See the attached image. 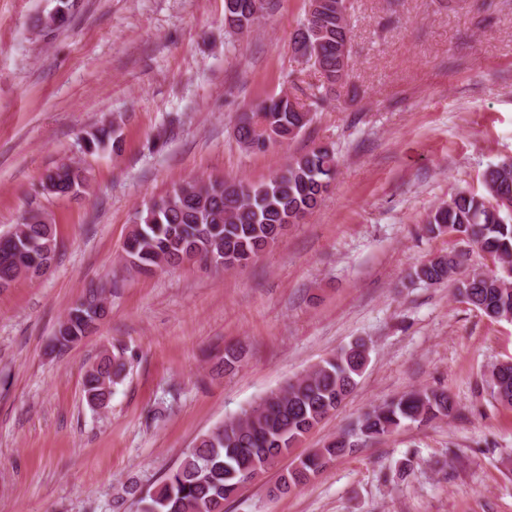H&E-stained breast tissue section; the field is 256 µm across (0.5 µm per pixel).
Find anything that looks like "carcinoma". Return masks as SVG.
Wrapping results in <instances>:
<instances>
[{
	"label": "carcinoma",
	"mask_w": 512,
	"mask_h": 512,
	"mask_svg": "<svg viewBox=\"0 0 512 512\" xmlns=\"http://www.w3.org/2000/svg\"><path fill=\"white\" fill-rule=\"evenodd\" d=\"M225 15L251 27L255 14L268 9L267 0H224ZM310 9L296 30L302 45L311 49L322 76L317 102L336 95L348 74L350 29L346 0H310ZM310 110L288 95L265 99L245 113L237 125L243 145L260 146L268 132L297 134L310 123ZM336 172L332 149L318 146L296 156L288 166L259 184L236 179L184 180L164 197L137 211L134 227L124 245L127 267L151 273L166 261L178 264L193 251L205 261L211 253L224 255V269L247 265L281 238L285 224H297L321 203ZM46 179L55 183V195L79 191L86 183L84 171L62 164ZM483 192L458 190L427 215L431 234L451 233L491 257L496 270H472L454 278L464 266L463 255L437 256L413 270L429 284L455 279L458 295L493 320L512 319V161L492 164L482 174ZM31 211L24 222L0 236V288L15 281L21 267H38L54 259L57 241L52 225ZM106 298L97 289L88 292L69 310V335L54 337V346L79 340L91 323L106 314ZM370 349L358 339L332 357L322 360L285 386L267 393L241 414L202 434L183 454L179 464L158 486L146 493L135 482L122 487L112 499V512H121L130 498L140 512H224V502L256 472L273 468L329 414L337 411L358 384L369 361ZM243 352L224 348L219 365L232 371ZM124 349L113 347L101 355L84 376L83 392L93 408L108 405L114 387L126 377ZM493 396L512 407V361L499 363L490 375ZM455 404L448 392L420 389L391 398L362 413L350 428L323 448L301 458L287 473L268 486L277 498L304 486L336 458L361 445L383 438L409 425H428L448 418Z\"/></svg>",
	"instance_id": "obj_1"
}]
</instances>
